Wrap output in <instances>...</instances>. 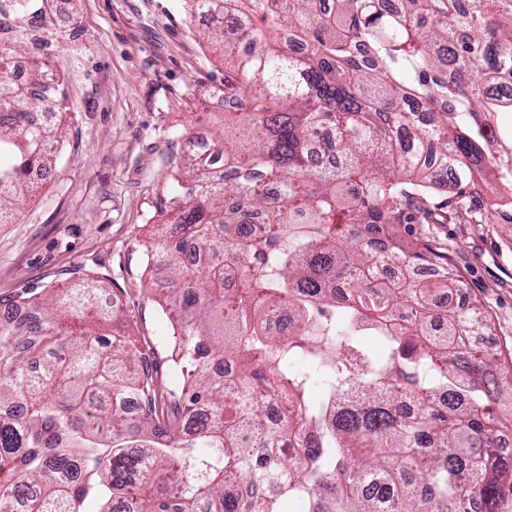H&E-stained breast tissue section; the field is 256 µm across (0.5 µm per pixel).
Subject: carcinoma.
<instances>
[{"instance_id": "cac0c4a2", "label": "carcinoma", "mask_w": 512, "mask_h": 512, "mask_svg": "<svg viewBox=\"0 0 512 512\" xmlns=\"http://www.w3.org/2000/svg\"><path fill=\"white\" fill-rule=\"evenodd\" d=\"M185 2L232 61L221 94L237 105L207 139L224 168L185 137L160 204L178 217L147 251L193 388L155 380L102 280L0 297L27 311L0 318V512L31 487L27 512H499L501 363L470 342L490 324L451 301V256L410 229L426 220L411 202L442 193L429 150L463 187L493 172L512 198V135L489 121L512 113V0ZM57 14L0 0V224L64 137L60 72L11 77ZM397 265L434 275L399 283ZM282 396L294 411L275 424L254 398Z\"/></svg>"}]
</instances>
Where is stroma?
Returning <instances> with one entry per match:
<instances>
[{
  "label": "stroma",
  "mask_w": 512,
  "mask_h": 512,
  "mask_svg": "<svg viewBox=\"0 0 512 512\" xmlns=\"http://www.w3.org/2000/svg\"><path fill=\"white\" fill-rule=\"evenodd\" d=\"M73 25L27 44L20 65L54 61L65 75L67 139L55 166L13 223L0 224V296L106 280L117 311L162 383L180 381L171 325L150 290L145 247L182 152L180 132L205 134L224 112L206 108L224 61L183 0H66ZM424 230L448 248L465 288L457 301L491 319L481 340L505 363L502 408L512 410V226L494 203L498 184L456 183Z\"/></svg>",
  "instance_id": "1"
}]
</instances>
